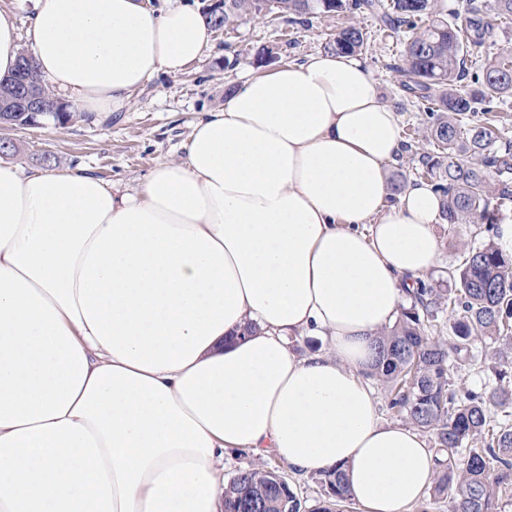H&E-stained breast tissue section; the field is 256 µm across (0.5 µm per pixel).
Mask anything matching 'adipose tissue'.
Listing matches in <instances>:
<instances>
[{
    "instance_id": "adipose-tissue-1",
    "label": "adipose tissue",
    "mask_w": 512,
    "mask_h": 512,
    "mask_svg": "<svg viewBox=\"0 0 512 512\" xmlns=\"http://www.w3.org/2000/svg\"><path fill=\"white\" fill-rule=\"evenodd\" d=\"M19 3L0 78L28 40L56 100L92 118L211 42L189 0ZM402 151L366 63L319 52L245 79L132 190L0 162V512H224L238 450L340 470L358 512L419 501L434 456L370 386L438 253L439 196L391 192Z\"/></svg>"
}]
</instances>
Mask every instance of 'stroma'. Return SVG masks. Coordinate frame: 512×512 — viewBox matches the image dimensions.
I'll use <instances>...</instances> for the list:
<instances>
[{
	"label": "stroma",
	"mask_w": 512,
	"mask_h": 512,
	"mask_svg": "<svg viewBox=\"0 0 512 512\" xmlns=\"http://www.w3.org/2000/svg\"><path fill=\"white\" fill-rule=\"evenodd\" d=\"M356 23L366 38L363 54L383 103L394 107L401 119L407 144L397 164L390 168L392 182L407 184L422 180L421 157L428 152L422 137L429 124L422 100L407 92L395 71L404 50L403 36L381 28L367 13L320 15H278L246 18L231 29H217L203 56L179 76L159 74L131 96L127 111L106 112L96 120L74 121L61 126L40 121L32 126L9 130L16 145L1 159L47 172L83 169L107 183L138 185L164 160H176L184 153L193 124L204 112L223 106L240 84L243 73L263 71L259 52L270 48L278 64L300 62L307 56L331 50L341 26ZM234 66H225V59ZM439 255L425 276L428 284L446 283L448 272L457 268L470 247L487 238L484 225L448 224L437 226ZM265 464L285 474L302 502L301 512H315L326 496L319 475H298L275 456Z\"/></svg>",
	"instance_id": "35a3bbf8"
}]
</instances>
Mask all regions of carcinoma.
<instances>
[{
	"label": "carcinoma",
	"mask_w": 512,
	"mask_h": 512,
	"mask_svg": "<svg viewBox=\"0 0 512 512\" xmlns=\"http://www.w3.org/2000/svg\"><path fill=\"white\" fill-rule=\"evenodd\" d=\"M275 10L292 14L369 11L393 30L406 29L403 64L395 67L401 84L427 102L432 124L428 140L436 154L425 155V174L441 198L448 224L474 218L494 228L495 200H512V141L497 145L500 134L489 126L464 128L458 116L485 104L512 98V57L500 56L482 66L479 87L461 92L470 57L479 54L493 32V21L512 16V0H466L464 20L434 19V0H224V15L208 19L216 29L242 17ZM336 51L360 53L365 38L350 24L333 41ZM434 86L442 93H431ZM16 77L0 80V124L34 125L50 117L64 126L76 114L54 105L45 112H19L11 104ZM502 176L492 179V174ZM449 288L424 282L409 292L392 327L376 343L374 378L388 390L389 407L415 427L435 437L438 463L432 491L448 496L453 512H500L504 491L512 489V425H494L491 410L512 405V257L491 240L472 246L463 263L448 272ZM448 310L451 336L429 334L423 317ZM495 345L501 369L496 385L481 393L456 389L453 374L477 364L473 343L478 336ZM327 505L315 512H341L349 501L341 472L323 474ZM227 512H301L302 504L278 470L250 465L238 470L224 490Z\"/></svg>",
	"instance_id": "carcinoma-1"
}]
</instances>
